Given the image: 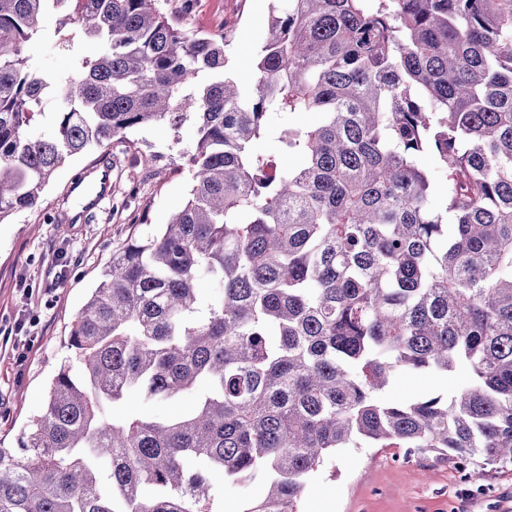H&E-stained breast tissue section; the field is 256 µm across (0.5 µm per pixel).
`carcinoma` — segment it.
Returning <instances> with one entry per match:
<instances>
[{
  "instance_id": "1",
  "label": "carcinoma",
  "mask_w": 512,
  "mask_h": 512,
  "mask_svg": "<svg viewBox=\"0 0 512 512\" xmlns=\"http://www.w3.org/2000/svg\"><path fill=\"white\" fill-rule=\"evenodd\" d=\"M160 2L0 0V222L75 156L198 130L186 200L112 254L70 331L78 370L23 457L0 448V512H220L258 479L245 512H299L325 456L361 445L512 464V0H289L248 88L224 33ZM66 5L100 50L62 81L30 49ZM459 366L449 398L381 396ZM134 394L186 405L114 413ZM265 480L256 481L247 487L227 485L224 488V500L221 510L223 512H241L248 505L258 500L264 490Z\"/></svg>"
}]
</instances>
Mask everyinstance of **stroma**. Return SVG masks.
Instances as JSON below:
<instances>
[{
	"label": "stroma",
	"mask_w": 512,
	"mask_h": 512,
	"mask_svg": "<svg viewBox=\"0 0 512 512\" xmlns=\"http://www.w3.org/2000/svg\"><path fill=\"white\" fill-rule=\"evenodd\" d=\"M170 20L198 34L224 32L234 75L250 84L272 11L288 0H161ZM64 9L48 14L46 40L31 48L33 64L59 76L95 44ZM197 138L193 119L179 131L154 125L68 162L43 192V208L0 223V448H18L43 408L47 386L76 363L71 325L112 254L132 235L168 223L189 189L187 155ZM470 377L395 374L385 399L447 394ZM466 481L452 463L402 448H339L307 480L300 512H512V465L479 464Z\"/></svg>",
	"instance_id": "obj_1"
}]
</instances>
